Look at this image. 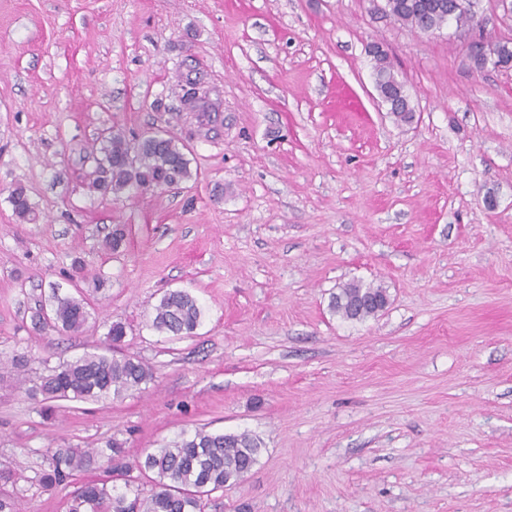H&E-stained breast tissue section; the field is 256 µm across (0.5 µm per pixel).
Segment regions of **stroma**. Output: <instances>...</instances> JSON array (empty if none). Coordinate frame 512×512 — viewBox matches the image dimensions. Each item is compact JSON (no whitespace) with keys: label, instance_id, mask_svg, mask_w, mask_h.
<instances>
[{"label":"stroma","instance_id":"35a3bbf8","mask_svg":"<svg viewBox=\"0 0 512 512\" xmlns=\"http://www.w3.org/2000/svg\"><path fill=\"white\" fill-rule=\"evenodd\" d=\"M374 42L410 124L377 99ZM467 42L370 0H0V469L31 476L50 449L114 439L131 462L202 427L263 442L206 512H512V67L475 68ZM195 78L210 118L183 107ZM108 127L173 134L195 177L90 192ZM18 182L38 223L12 212ZM353 280L388 307L333 313ZM54 283L88 302L78 335L32 325ZM177 288L205 320L164 338L148 318ZM117 321L154 382L44 416L19 377ZM102 476L19 483L24 512H63ZM375 60V76L381 77L386 85L392 92L396 94H401L402 102L394 107H389L390 113L394 116V119L397 123H408L412 119L411 112L415 116L414 111L411 108H406L404 103V99L409 96V93L402 84V81L396 79L394 74V66L389 59L388 54L385 52L376 53L373 55ZM374 295L376 297H388L387 289L382 286H363L358 281H352L342 285L337 293L331 295L330 309L339 314L345 320L351 321L355 315L350 313V305L357 299Z\"/></svg>","mask_w":512,"mask_h":512}]
</instances>
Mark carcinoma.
<instances>
[{"label": "carcinoma", "instance_id": "obj_1", "mask_svg": "<svg viewBox=\"0 0 512 512\" xmlns=\"http://www.w3.org/2000/svg\"><path fill=\"white\" fill-rule=\"evenodd\" d=\"M441 4H448V0H385L384 13L415 31L428 33L448 25V9L439 8ZM374 60L375 75L390 90L407 98L409 93L396 79L388 54L376 53ZM184 102L192 112L211 108L193 88L186 91ZM132 151L136 164L128 167L125 159ZM100 154L89 188L103 195L117 197L131 189L150 190L193 178L187 148L171 135L157 141L129 140L122 132L110 130ZM7 200L19 222L39 220L38 207L25 186L15 185ZM368 295L384 297L387 289L366 287L358 281L346 283L331 295L330 309L350 321V305ZM90 317L84 299L61 292L57 284L40 301L31 321L36 327L48 326L68 336L80 333ZM204 317L205 308L195 295L184 289L168 290L153 308L151 327L161 335L191 337ZM124 336L125 325L111 323L105 345L46 368L39 384L25 392L38 393L48 401L106 402L142 390L154 381V375L143 361L120 352ZM261 449L260 439L248 432L214 433L198 428L181 432L175 440L120 469L115 466V458L121 453L117 442L85 451L58 448L48 467L35 473L33 481L50 492L65 484L74 472L96 465L109 473L120 470L123 485H114L108 479L85 482L72 493L66 512H204L211 494L239 483L253 469ZM143 478L151 483L146 495Z\"/></svg>", "mask_w": 512, "mask_h": 512}]
</instances>
